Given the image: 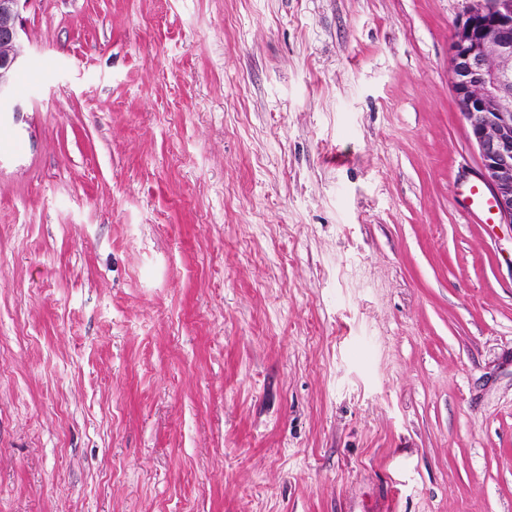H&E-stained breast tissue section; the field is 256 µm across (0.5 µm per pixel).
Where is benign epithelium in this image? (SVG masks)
I'll return each instance as SVG.
<instances>
[{
	"label": "benign epithelium",
	"mask_w": 512,
	"mask_h": 512,
	"mask_svg": "<svg viewBox=\"0 0 512 512\" xmlns=\"http://www.w3.org/2000/svg\"><path fill=\"white\" fill-rule=\"evenodd\" d=\"M451 35L449 70L458 112L476 144L481 180L500 221L512 225V0H470ZM0 0V103L21 53V5Z\"/></svg>",
	"instance_id": "7a95c632"
}]
</instances>
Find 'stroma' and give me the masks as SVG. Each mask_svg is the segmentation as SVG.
<instances>
[{
    "mask_svg": "<svg viewBox=\"0 0 512 512\" xmlns=\"http://www.w3.org/2000/svg\"><path fill=\"white\" fill-rule=\"evenodd\" d=\"M466 0H28L0 105V512H512V226ZM463 200L469 212L483 215L486 221L491 219L493 204L480 185L472 184Z\"/></svg>",
    "mask_w": 512,
    "mask_h": 512,
    "instance_id": "1",
    "label": "stroma"
}]
</instances>
